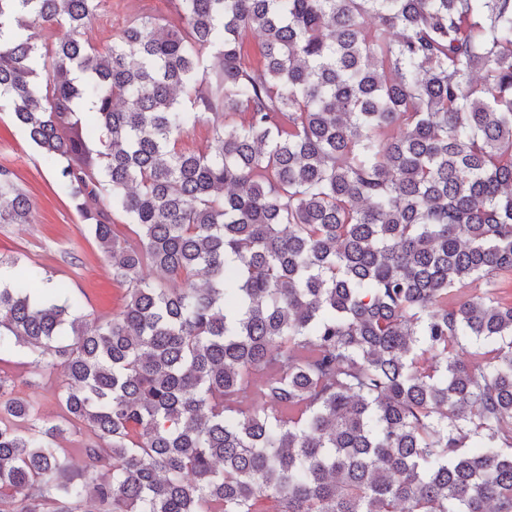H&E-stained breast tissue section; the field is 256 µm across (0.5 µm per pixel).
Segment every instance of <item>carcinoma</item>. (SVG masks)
<instances>
[{
    "mask_svg": "<svg viewBox=\"0 0 512 512\" xmlns=\"http://www.w3.org/2000/svg\"><path fill=\"white\" fill-rule=\"evenodd\" d=\"M170 2L102 50L107 0H0V111L125 288L0 253V362L64 374L52 420L0 369V512H512V0Z\"/></svg>",
    "mask_w": 512,
    "mask_h": 512,
    "instance_id": "cac0c4a2",
    "label": "carcinoma"
}]
</instances>
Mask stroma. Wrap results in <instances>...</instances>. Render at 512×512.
I'll use <instances>...</instances> for the list:
<instances>
[{"label":"stroma","mask_w":512,"mask_h":512,"mask_svg":"<svg viewBox=\"0 0 512 512\" xmlns=\"http://www.w3.org/2000/svg\"><path fill=\"white\" fill-rule=\"evenodd\" d=\"M168 0H109L91 27L98 47L111 45L129 20L138 16L166 17ZM9 168L15 182L34 204L28 224H0V253L21 263L38 262L63 295L84 300L88 313H110L123 303L124 291L68 201L55 192V177L12 114L0 112V167Z\"/></svg>","instance_id":"35a3bbf8"}]
</instances>
